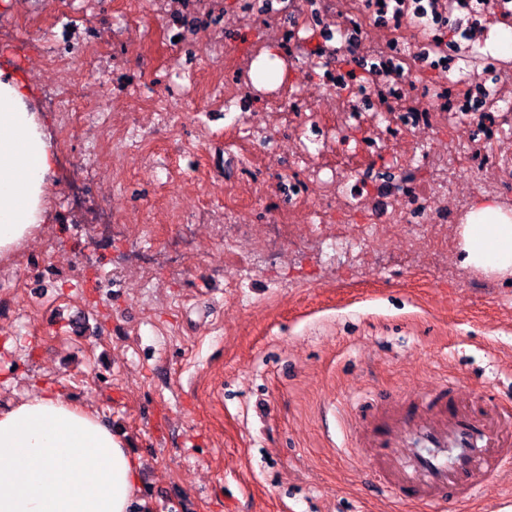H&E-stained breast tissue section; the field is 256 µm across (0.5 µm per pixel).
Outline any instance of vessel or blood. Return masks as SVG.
I'll return each instance as SVG.
<instances>
[{"label": "vessel or blood", "mask_w": 512, "mask_h": 512, "mask_svg": "<svg viewBox=\"0 0 512 512\" xmlns=\"http://www.w3.org/2000/svg\"><path fill=\"white\" fill-rule=\"evenodd\" d=\"M357 457L393 500L458 512L485 477L512 469V414L442 383L382 405L355 428Z\"/></svg>", "instance_id": "obj_1"}]
</instances>
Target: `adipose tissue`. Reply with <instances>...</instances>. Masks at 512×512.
<instances>
[{"label": "adipose tissue", "mask_w": 512, "mask_h": 512, "mask_svg": "<svg viewBox=\"0 0 512 512\" xmlns=\"http://www.w3.org/2000/svg\"><path fill=\"white\" fill-rule=\"evenodd\" d=\"M31 90L0 70V260L49 220L52 135ZM456 235L464 268L512 279V213L477 197ZM139 461L95 411L61 394L0 410V512H134Z\"/></svg>", "instance_id": "obj_1"}]
</instances>
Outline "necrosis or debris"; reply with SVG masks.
<instances>
[{"mask_svg":"<svg viewBox=\"0 0 512 512\" xmlns=\"http://www.w3.org/2000/svg\"><path fill=\"white\" fill-rule=\"evenodd\" d=\"M176 6L179 16L203 20L202 42L178 40L182 55L223 67V83L210 90L225 109L245 112L250 99L269 111L300 120L302 135L290 152L280 153V201L269 204L263 183H255L253 206L260 223L290 237L298 213L324 219L336 210L366 213L367 195L379 176L373 162L382 140L417 141L444 126L457 132L448 143L392 155L397 176L390 209L370 220L368 233L380 236L385 224L407 225L411 236L431 249L436 224L464 223L470 199L486 195L512 210V57L473 53L472 34L489 42L512 31V0H237L225 13L221 0H141L156 13ZM459 17L456 37L448 23ZM247 24L259 35L249 53L235 55L229 38ZM275 55L285 71L300 73L292 83L257 88L253 69ZM354 60L366 82L347 85L337 70L340 57ZM321 72L318 99H311L307 74ZM443 76L440 84L427 75ZM381 114L385 127L370 126ZM363 128L351 140L353 128ZM348 147L344 161L310 164L312 150Z\"/></svg>","mask_w":512,"mask_h":512,"instance_id":"4bbe7bcc","label":"necrosis or debris"}]
</instances>
